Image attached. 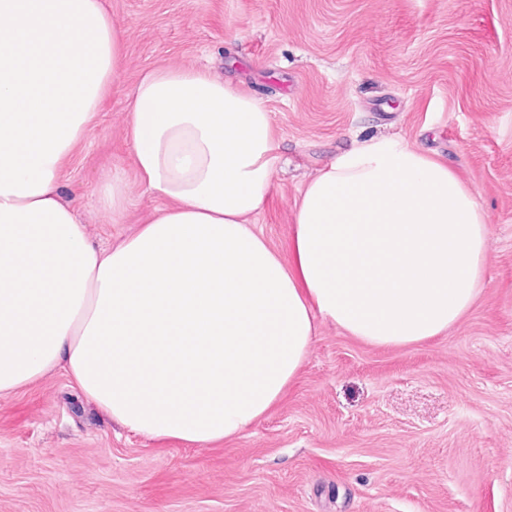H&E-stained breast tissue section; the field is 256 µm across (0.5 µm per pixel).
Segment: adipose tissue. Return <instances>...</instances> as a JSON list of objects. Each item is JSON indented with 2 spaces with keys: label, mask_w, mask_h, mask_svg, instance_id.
Returning a JSON list of instances; mask_svg holds the SVG:
<instances>
[{
  "label": "adipose tissue",
  "mask_w": 512,
  "mask_h": 512,
  "mask_svg": "<svg viewBox=\"0 0 512 512\" xmlns=\"http://www.w3.org/2000/svg\"><path fill=\"white\" fill-rule=\"evenodd\" d=\"M102 0H0V394L54 370L161 442L238 436L284 395L317 324L375 346L445 334L484 288L487 217L436 155L372 136L300 190L287 254L253 219L285 160L252 93L194 67L128 96L164 200L114 248L59 186L124 58Z\"/></svg>",
  "instance_id": "ef3b65f1"
}]
</instances>
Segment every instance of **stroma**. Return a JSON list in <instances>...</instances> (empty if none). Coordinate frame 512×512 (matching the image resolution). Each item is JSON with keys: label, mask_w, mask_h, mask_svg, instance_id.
I'll use <instances>...</instances> for the list:
<instances>
[{"label": "stroma", "mask_w": 512, "mask_h": 512, "mask_svg": "<svg viewBox=\"0 0 512 512\" xmlns=\"http://www.w3.org/2000/svg\"><path fill=\"white\" fill-rule=\"evenodd\" d=\"M103 2L123 68L60 184L90 241L154 217L125 100L145 71L191 66L252 91L281 133L288 164L255 218L274 249L320 167L397 135L485 211V288L446 335L407 347L319 324L284 397L218 444L130 433L58 372L0 395V512H512V0ZM115 177L118 215L101 196Z\"/></svg>", "instance_id": "1"}]
</instances>
